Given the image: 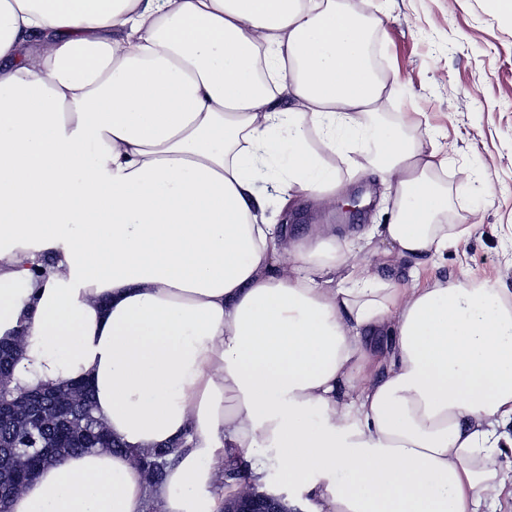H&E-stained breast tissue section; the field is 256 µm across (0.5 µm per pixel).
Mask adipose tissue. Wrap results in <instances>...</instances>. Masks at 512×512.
Here are the masks:
<instances>
[{
    "mask_svg": "<svg viewBox=\"0 0 512 512\" xmlns=\"http://www.w3.org/2000/svg\"><path fill=\"white\" fill-rule=\"evenodd\" d=\"M380 25L352 0H0V341L14 386L89 380L122 446L8 512H142L132 454L176 444L165 512H219L215 458L260 482L263 448L306 512L512 502V289L403 283L360 228L266 220L369 173L411 278L473 232L446 159L379 119ZM378 241L379 237L376 235L372 238H370L367 235H363L362 238L356 241V249L359 251L361 256L365 258H370L371 261L376 265L379 263L386 262L387 264L397 267L402 271L404 275V278L402 279L409 281L410 278L407 275V269L409 267L404 260L396 257L395 255L383 256L381 254H375V251L377 250V247L379 245Z\"/></svg>",
    "mask_w": 512,
    "mask_h": 512,
    "instance_id": "obj_1",
    "label": "adipose tissue"
}]
</instances>
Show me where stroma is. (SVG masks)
Returning <instances> with one entry per match:
<instances>
[{
    "instance_id": "obj_1",
    "label": "stroma",
    "mask_w": 512,
    "mask_h": 512,
    "mask_svg": "<svg viewBox=\"0 0 512 512\" xmlns=\"http://www.w3.org/2000/svg\"><path fill=\"white\" fill-rule=\"evenodd\" d=\"M382 21L376 54L392 86L383 117L416 114L431 129L427 150L447 158L449 221L473 233L449 248L433 274L477 277L512 289V18L492 0H355ZM370 194L363 228L389 223L393 204L380 184L355 180Z\"/></svg>"
}]
</instances>
